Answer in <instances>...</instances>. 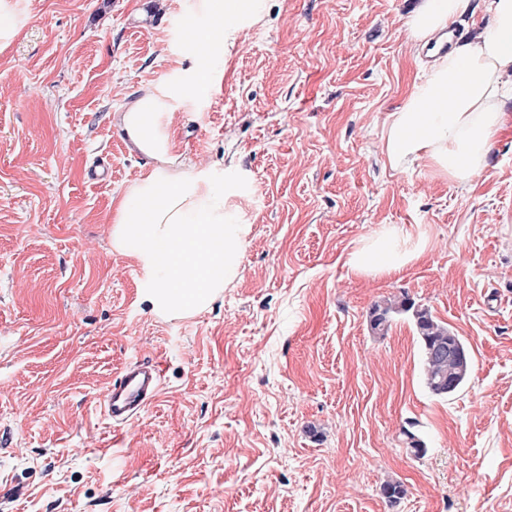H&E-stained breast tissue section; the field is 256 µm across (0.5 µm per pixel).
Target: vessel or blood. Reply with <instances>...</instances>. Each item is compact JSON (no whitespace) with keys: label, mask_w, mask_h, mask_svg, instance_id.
<instances>
[{"label":"vessel or blood","mask_w":512,"mask_h":512,"mask_svg":"<svg viewBox=\"0 0 512 512\" xmlns=\"http://www.w3.org/2000/svg\"><path fill=\"white\" fill-rule=\"evenodd\" d=\"M161 382L162 372L155 362H130L99 399L104 419L113 426L131 423L157 398Z\"/></svg>","instance_id":"vessel-or-blood-1"}]
</instances>
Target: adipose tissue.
<instances>
[{
    "instance_id": "obj_1",
    "label": "adipose tissue",
    "mask_w": 512,
    "mask_h": 512,
    "mask_svg": "<svg viewBox=\"0 0 512 512\" xmlns=\"http://www.w3.org/2000/svg\"><path fill=\"white\" fill-rule=\"evenodd\" d=\"M267 2L197 0V14H219L222 23L193 30V75L174 87L145 88L123 108L121 123L131 143L159 163L121 196L112 245L137 259L151 310L178 317L200 312L240 275L250 227L234 202L238 181L231 175L216 181L171 154L167 100L198 95L217 81L225 51L244 27L265 16ZM478 11L487 21L477 35L453 44L425 68L402 108L389 113L383 142L393 169L422 161L449 183L470 185L512 125L506 109L512 96V0H423L408 24L424 43ZM425 236L417 224L381 228L351 252L348 266L357 275L401 276L423 256Z\"/></svg>"
}]
</instances>
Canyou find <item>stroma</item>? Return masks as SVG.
<instances>
[{
  "label": "stroma",
  "instance_id": "stroma-1",
  "mask_svg": "<svg viewBox=\"0 0 512 512\" xmlns=\"http://www.w3.org/2000/svg\"><path fill=\"white\" fill-rule=\"evenodd\" d=\"M420 2L270 0L215 89L171 101L172 154L239 176L251 233L239 278L168 320L112 247L122 193L156 164L118 115L189 67L188 2L21 0L0 47L5 512H512V131L466 188L389 166L387 116L425 60ZM401 224L428 235L401 278L349 270ZM404 292L468 347L450 398L426 388L409 318L368 325ZM139 358L161 393L112 427L98 399Z\"/></svg>",
  "mask_w": 512,
  "mask_h": 512
}]
</instances>
